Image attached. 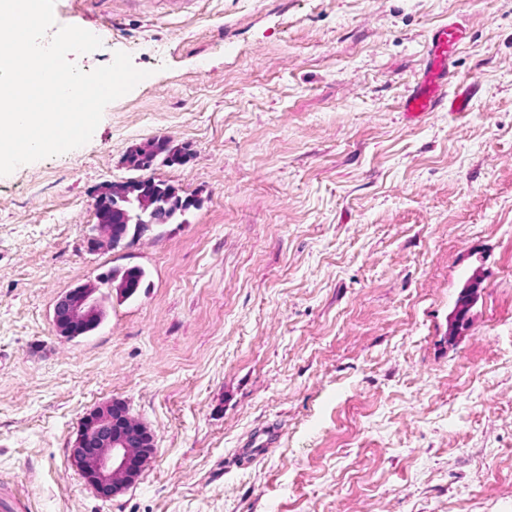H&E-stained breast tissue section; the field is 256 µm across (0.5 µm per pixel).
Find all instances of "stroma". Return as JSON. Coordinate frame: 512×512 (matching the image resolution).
Masks as SVG:
<instances>
[{
	"label": "stroma",
	"mask_w": 512,
	"mask_h": 512,
	"mask_svg": "<svg viewBox=\"0 0 512 512\" xmlns=\"http://www.w3.org/2000/svg\"><path fill=\"white\" fill-rule=\"evenodd\" d=\"M99 36L86 71L149 76L91 140L0 176V488L25 512H512V0H56ZM465 38V112L411 122L432 32ZM157 137L150 175L199 198L89 250L104 184ZM146 279L89 335L63 292ZM469 324L448 342L470 276ZM125 401L157 451L96 496L83 417ZM276 425L266 456L226 460ZM169 142L164 138H153L133 146L126 155L127 168L132 171L151 169L157 162L164 166L180 164L182 156L179 152H172ZM107 279H112V288H115L117 298L127 300L131 298L141 287L146 278V272L141 267L112 268V271L106 275ZM53 327L64 338L83 336L91 327L100 326V317L88 288H73L64 292L55 302Z\"/></svg>",
	"instance_id": "stroma-1"
}]
</instances>
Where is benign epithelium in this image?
Segmentation results:
<instances>
[{"label": "benign epithelium", "mask_w": 512, "mask_h": 512, "mask_svg": "<svg viewBox=\"0 0 512 512\" xmlns=\"http://www.w3.org/2000/svg\"><path fill=\"white\" fill-rule=\"evenodd\" d=\"M52 322L58 335L71 339L99 327L89 289L64 292L54 304ZM155 451L152 431L131 415L126 402L113 399L84 417L72 457L95 494L108 500L140 479Z\"/></svg>", "instance_id": "obj_1"}]
</instances>
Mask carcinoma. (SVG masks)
<instances>
[{"mask_svg": "<svg viewBox=\"0 0 512 512\" xmlns=\"http://www.w3.org/2000/svg\"><path fill=\"white\" fill-rule=\"evenodd\" d=\"M127 168L144 171L160 162L172 166L182 162L181 154L171 151L168 140L153 138L133 146L126 155ZM111 189V199L121 201L132 224H170L192 207L198 206L194 197L173 194L174 188L152 178H128L107 185ZM112 280L117 298L127 300L141 287L146 272L141 267L114 268L106 275Z\"/></svg>", "mask_w": 512, "mask_h": 512, "instance_id": "1", "label": "carcinoma"}]
</instances>
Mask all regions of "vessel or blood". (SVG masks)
<instances>
[{"mask_svg":"<svg viewBox=\"0 0 512 512\" xmlns=\"http://www.w3.org/2000/svg\"><path fill=\"white\" fill-rule=\"evenodd\" d=\"M463 38L459 24L451 23L438 28L429 40L425 71L415 88L402 103L403 115L414 120L429 113L446 109L452 112L465 111L469 95L475 94V85L448 92V59Z\"/></svg>","mask_w":512,"mask_h":512,"instance_id":"vessel-or-blood-1","label":"vessel or blood"}]
</instances>
